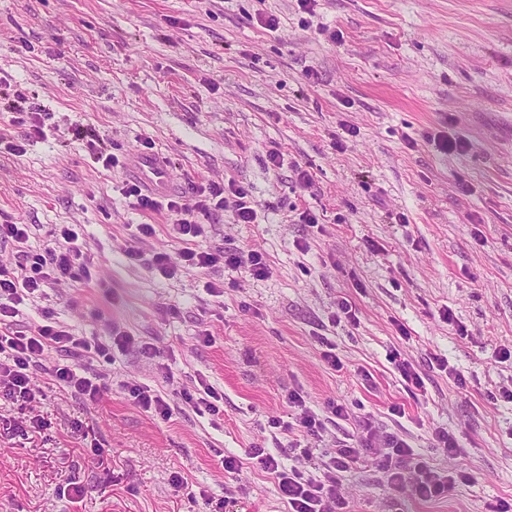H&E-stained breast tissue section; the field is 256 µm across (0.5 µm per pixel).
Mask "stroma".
I'll use <instances>...</instances> for the list:
<instances>
[{
    "label": "stroma",
    "mask_w": 512,
    "mask_h": 512,
    "mask_svg": "<svg viewBox=\"0 0 512 512\" xmlns=\"http://www.w3.org/2000/svg\"><path fill=\"white\" fill-rule=\"evenodd\" d=\"M440 135L470 148L443 154ZM97 145L118 165L96 163ZM143 153L167 165L172 193L209 180L248 190L256 223L212 216L199 243L261 250L268 277L152 269L148 257L171 248L168 218L131 209L121 192L129 155ZM299 168L311 189L297 188ZM306 210L316 223L301 222ZM7 221L29 225L34 251L77 225L94 269L28 303L24 322L47 310L88 340L117 328L157 355L86 360L111 384L88 408L51 376L61 355L47 351L40 402L0 398V512H288L271 475L247 462L232 481L221 455L266 448L318 476L365 417L434 469L473 480L425 502L367 461L341 475L345 512L512 507V403L497 398L512 389L501 357L512 350V0H0ZM139 224L156 233L133 262ZM343 298L356 323L337 320ZM330 345L340 367L322 359ZM435 354L449 372L432 367ZM403 360L423 387L404 380ZM201 378L222 395L218 414L186 406L164 420L128 393L147 384L177 402ZM293 390L317 414L341 402L349 415L306 436ZM31 417L43 429L21 432ZM438 428L456 458L435 449ZM297 443L309 458L296 459ZM65 471L94 493L55 494Z\"/></svg>",
    "instance_id": "1"
}]
</instances>
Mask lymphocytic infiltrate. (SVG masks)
Wrapping results in <instances>:
<instances>
[{"mask_svg":"<svg viewBox=\"0 0 512 512\" xmlns=\"http://www.w3.org/2000/svg\"><path fill=\"white\" fill-rule=\"evenodd\" d=\"M123 194L133 208L143 212L166 214L171 222L167 235L175 253H153L150 262L162 276H172L177 267L214 270L230 266L249 278L268 276L269 265L257 249H204L196 240L205 233L203 218L216 212H231L236 223L251 224L257 217L247 192L220 181L191 184L189 196L155 195L140 184L125 185ZM29 227L25 224H0V243L12 245L14 264H0V397L29 404L39 392L34 375L43 367L47 350L63 353L65 360L52 369L55 380L84 405L93 406L108 392V378L102 372L86 371L83 361L97 356L110 361L113 347L134 348L145 357H153L151 344L137 341L124 331L116 332L113 343L90 342L74 335L67 327L45 318L43 324L21 325L18 318L26 302L44 294L60 280L89 274L90 265L83 243L73 228L64 226L43 249L30 250ZM248 459L271 475L288 504V512H344L347 505L339 474L361 459H371L375 467L391 481L411 482L419 500L442 496L454 480H469V473L455 475L437 471L420 461L413 448L400 435L382 431L371 419L360 422L356 435L336 444V454L321 476L307 469L285 466L267 449L253 448Z\"/></svg>","mask_w":512,"mask_h":512,"instance_id":"1","label":"lymphocytic infiltrate"}]
</instances>
